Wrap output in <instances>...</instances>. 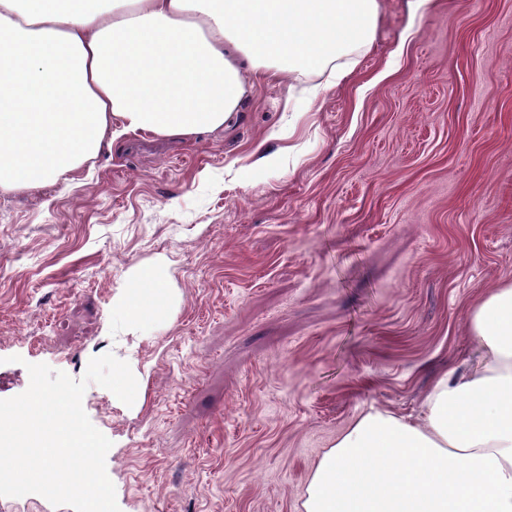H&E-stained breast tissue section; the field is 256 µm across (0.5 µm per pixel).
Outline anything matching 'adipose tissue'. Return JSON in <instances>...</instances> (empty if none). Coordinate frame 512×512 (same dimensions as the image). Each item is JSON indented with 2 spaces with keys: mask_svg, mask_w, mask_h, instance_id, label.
I'll return each mask as SVG.
<instances>
[{
  "mask_svg": "<svg viewBox=\"0 0 512 512\" xmlns=\"http://www.w3.org/2000/svg\"><path fill=\"white\" fill-rule=\"evenodd\" d=\"M378 18V0H0V190L67 180L115 122L184 140L225 128L260 77L353 59ZM113 304L134 334L176 300L156 266ZM468 325L485 362L435 373L418 417L361 414L301 512H512V281Z\"/></svg>",
  "mask_w": 512,
  "mask_h": 512,
  "instance_id": "adipose-tissue-1",
  "label": "adipose tissue"
}]
</instances>
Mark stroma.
<instances>
[{
    "label": "stroma",
    "instance_id": "1",
    "mask_svg": "<svg viewBox=\"0 0 512 512\" xmlns=\"http://www.w3.org/2000/svg\"><path fill=\"white\" fill-rule=\"evenodd\" d=\"M379 3L317 101L270 77L224 130L115 126L93 166L0 191V399L30 363L132 355L138 409L83 397L120 512H299L363 411L417 415L480 361L468 313L512 280V0ZM158 261L178 305L127 336L112 298Z\"/></svg>",
    "mask_w": 512,
    "mask_h": 512
}]
</instances>
